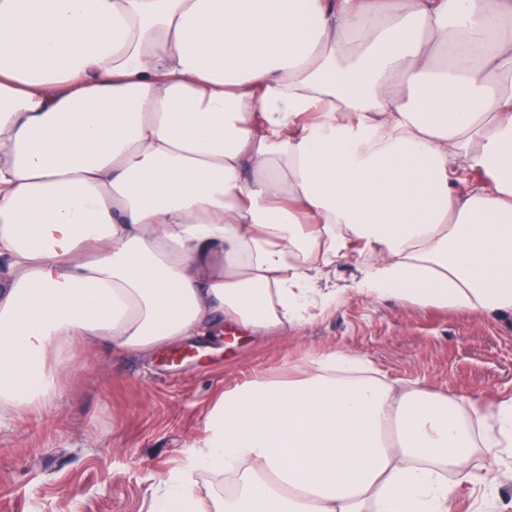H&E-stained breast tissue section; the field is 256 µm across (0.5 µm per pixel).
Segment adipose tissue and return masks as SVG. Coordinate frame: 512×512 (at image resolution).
Returning <instances> with one entry per match:
<instances>
[{
    "mask_svg": "<svg viewBox=\"0 0 512 512\" xmlns=\"http://www.w3.org/2000/svg\"><path fill=\"white\" fill-rule=\"evenodd\" d=\"M355 251L365 297L512 312V0H0V414L80 343L302 323ZM358 366L225 391L153 512H494L512 398ZM480 501L469 485L462 484L456 489L451 512H480Z\"/></svg>",
    "mask_w": 512,
    "mask_h": 512,
    "instance_id": "ef3b65f1",
    "label": "adipose tissue"
}]
</instances>
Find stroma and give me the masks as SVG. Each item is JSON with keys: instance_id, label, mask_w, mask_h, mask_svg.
Instances as JSON below:
<instances>
[{"instance_id": "stroma-1", "label": "stroma", "mask_w": 512, "mask_h": 512, "mask_svg": "<svg viewBox=\"0 0 512 512\" xmlns=\"http://www.w3.org/2000/svg\"><path fill=\"white\" fill-rule=\"evenodd\" d=\"M356 253L320 287L336 305L265 337L238 328L150 352L82 344L49 410L0 417V512H150L160 478L204 435L224 390L344 351L370 375L417 381L462 408L512 396V314L372 299L352 289Z\"/></svg>"}]
</instances>
